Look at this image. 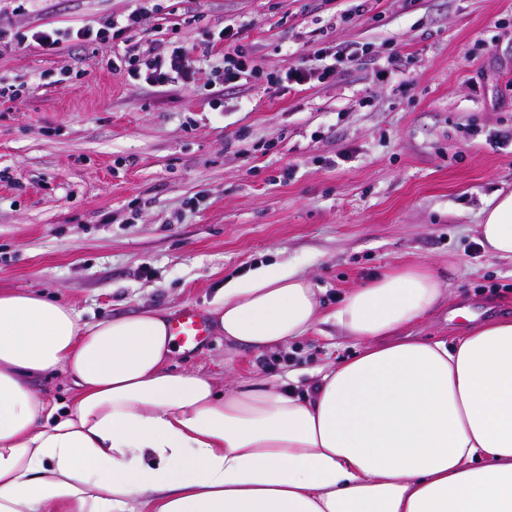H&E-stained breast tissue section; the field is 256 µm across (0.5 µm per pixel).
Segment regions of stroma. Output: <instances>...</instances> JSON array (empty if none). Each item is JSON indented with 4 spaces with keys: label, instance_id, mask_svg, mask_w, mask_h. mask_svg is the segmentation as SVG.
Masks as SVG:
<instances>
[{
    "label": "stroma",
    "instance_id": "1",
    "mask_svg": "<svg viewBox=\"0 0 512 512\" xmlns=\"http://www.w3.org/2000/svg\"><path fill=\"white\" fill-rule=\"evenodd\" d=\"M135 0H0L9 33L96 24ZM164 0L124 38L56 54L0 46V291H43L84 318L206 311L225 280L283 263L320 287L306 336L257 353L210 334L169 367L219 384L350 358L341 295L387 269L426 264L451 298L416 333L461 335L512 316V261L478 226L512 191V0ZM232 24L261 75L211 90L148 86L113 70L151 41L201 43ZM363 47L327 80L268 83L312 40ZM390 56L402 69H386ZM224 107L212 109L210 97Z\"/></svg>",
    "mask_w": 512,
    "mask_h": 512
}]
</instances>
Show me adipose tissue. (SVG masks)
I'll return each instance as SVG.
<instances>
[{"label":"adipose tissue","instance_id":"obj_1","mask_svg":"<svg viewBox=\"0 0 512 512\" xmlns=\"http://www.w3.org/2000/svg\"><path fill=\"white\" fill-rule=\"evenodd\" d=\"M480 244L512 259V192ZM436 272L390 269L334 317L358 350L319 370L222 388L175 372L162 310L89 323L46 293H0V512H512V317L433 340ZM313 282L283 264L229 279L212 328L256 352L309 333ZM70 377L69 406L30 386Z\"/></svg>","mask_w":512,"mask_h":512}]
</instances>
